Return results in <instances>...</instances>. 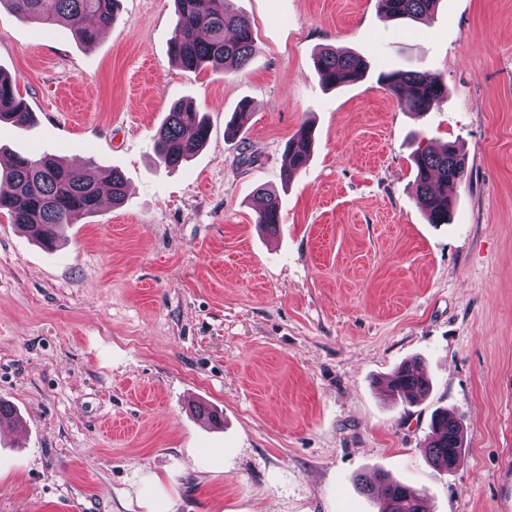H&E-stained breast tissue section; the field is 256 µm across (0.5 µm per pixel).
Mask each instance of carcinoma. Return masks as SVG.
I'll return each instance as SVG.
<instances>
[{"label":"carcinoma","instance_id":"obj_1","mask_svg":"<svg viewBox=\"0 0 512 512\" xmlns=\"http://www.w3.org/2000/svg\"><path fill=\"white\" fill-rule=\"evenodd\" d=\"M119 0H0L23 21L47 26L82 22L75 27L78 39L93 42L102 28L118 20ZM177 20L170 41V53L189 72L204 68L224 69L227 62L245 68L257 46L250 21L230 10L226 0H174ZM382 13L394 20H416L432 14L439 0H378ZM314 67L329 88L355 84L366 76V66L354 55L325 48L314 55ZM382 83L408 112L418 114L439 106L447 96L441 79L427 71L395 70L380 76ZM29 108L16 94L10 77L0 73V119L27 122ZM209 126L196 107L187 101L174 103L154 142L158 164L176 167L193 157L206 143ZM312 129L303 124L286 144L288 164L281 171L285 184L302 171L312 152ZM417 192L429 223L446 224L458 189L467 180L465 157L452 145L440 152L418 151L414 157ZM0 182L10 193H0V211L11 222L31 233L47 248L55 245L63 225L74 218L93 214L102 199L120 203L126 193L123 174L116 168H103L87 177L70 171L53 155L16 156L0 171ZM257 224L275 233L279 224L276 202L266 189L253 195ZM430 389L421 364L412 361L401 366L389 382V391L413 403ZM463 433L461 425L448 414L434 417L432 435L426 446L431 463L454 470L459 462ZM376 491L378 512H426L424 493L412 486L378 474L367 491Z\"/></svg>","mask_w":512,"mask_h":512}]
</instances>
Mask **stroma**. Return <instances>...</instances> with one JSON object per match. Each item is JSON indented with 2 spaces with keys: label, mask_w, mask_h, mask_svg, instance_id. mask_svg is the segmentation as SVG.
I'll return each instance as SVG.
<instances>
[{
  "label": "stroma",
  "mask_w": 512,
  "mask_h": 512,
  "mask_svg": "<svg viewBox=\"0 0 512 512\" xmlns=\"http://www.w3.org/2000/svg\"><path fill=\"white\" fill-rule=\"evenodd\" d=\"M229 7L257 52L198 73L169 53L174 0H121L91 44L0 10V71L32 113L0 121V159L127 182L52 250L0 215V400L21 420L0 432V512H378L358 480L379 471L428 512H512V0H440L408 22L377 0ZM324 47L366 77L324 88ZM394 69L438 76L447 101L404 111L377 81ZM180 99L210 135L168 169L153 138ZM305 121L313 153L285 187ZM451 144L470 176L432 224L413 156ZM412 358L432 387L410 404L386 384ZM439 409L464 430L452 472L425 459ZM253 204L257 215L256 223L265 231L274 234L280 224L278 206L265 188L259 187L255 190Z\"/></svg>",
  "instance_id": "1"
}]
</instances>
